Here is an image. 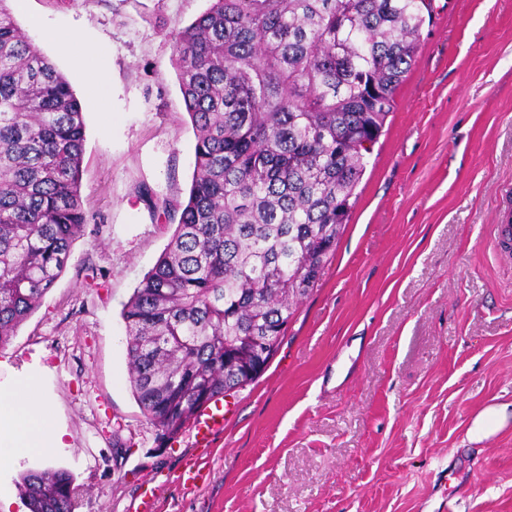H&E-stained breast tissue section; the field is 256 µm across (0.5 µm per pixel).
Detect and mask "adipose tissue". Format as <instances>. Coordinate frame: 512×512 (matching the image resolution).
<instances>
[{"mask_svg":"<svg viewBox=\"0 0 512 512\" xmlns=\"http://www.w3.org/2000/svg\"><path fill=\"white\" fill-rule=\"evenodd\" d=\"M50 412L46 401L38 394L33 383L20 385L9 392L0 394V417L26 423V430L15 440V454L24 456H49L63 444L62 432L44 435L39 427L33 426L32 418H45Z\"/></svg>","mask_w":512,"mask_h":512,"instance_id":"obj_1","label":"adipose tissue"}]
</instances>
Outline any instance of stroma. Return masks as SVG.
I'll list each match as a JSON object with an SVG mask.
<instances>
[{"instance_id":"stroma-1","label":"stroma","mask_w":512,"mask_h":512,"mask_svg":"<svg viewBox=\"0 0 512 512\" xmlns=\"http://www.w3.org/2000/svg\"><path fill=\"white\" fill-rule=\"evenodd\" d=\"M211 0H8L17 25L71 83L86 124L87 223L39 307L0 346V388L35 380L51 406L50 457L12 462L0 501L63 468L75 512H512V255L491 228L512 213V0H432L421 46L367 158L336 251L266 370L225 395L211 448L160 438L128 375L124 304L175 225L139 190L183 201L195 135L174 37ZM58 38L46 40L44 26ZM201 458L208 482L177 481ZM507 420V406H489L475 417L469 429V434L473 439L481 440L500 430Z\"/></svg>"}]
</instances>
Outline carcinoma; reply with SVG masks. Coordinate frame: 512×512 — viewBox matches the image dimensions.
I'll list each match as a JSON object with an SVG mask.
<instances>
[{"instance_id": "1", "label": "carcinoma", "mask_w": 512, "mask_h": 512, "mask_svg": "<svg viewBox=\"0 0 512 512\" xmlns=\"http://www.w3.org/2000/svg\"><path fill=\"white\" fill-rule=\"evenodd\" d=\"M430 0H211L175 36L196 135L176 228L125 304L130 383L171 438L238 389L234 356L280 344L349 220ZM82 107L0 0V344L66 268L87 216ZM29 512H74L65 470L28 471Z\"/></svg>"}]
</instances>
